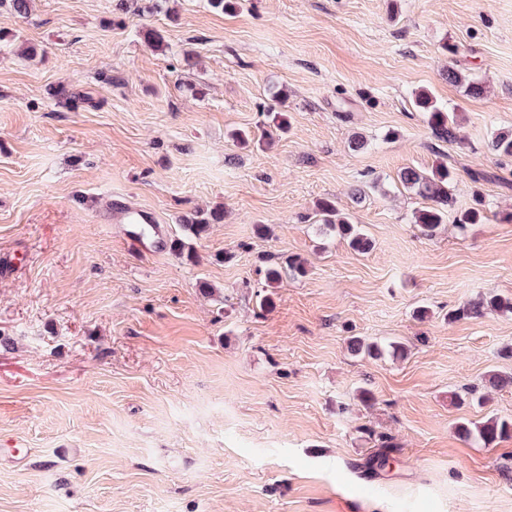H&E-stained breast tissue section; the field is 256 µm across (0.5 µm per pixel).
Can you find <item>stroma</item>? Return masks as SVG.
Returning a JSON list of instances; mask_svg holds the SVG:
<instances>
[{
  "label": "stroma",
  "instance_id": "1",
  "mask_svg": "<svg viewBox=\"0 0 512 512\" xmlns=\"http://www.w3.org/2000/svg\"><path fill=\"white\" fill-rule=\"evenodd\" d=\"M422 87L458 143L435 140ZM281 106L272 144L230 138ZM510 129L512 0H0V257L27 256L0 276V448L28 451L0 457V512H512V438L456 432L512 419V387L485 383L512 373V314L445 318L512 296V160L489 147ZM441 162L450 218L427 237L398 176ZM117 194L172 238L224 219L194 258L156 256L113 221ZM477 194L485 219L460 231ZM323 198L371 251L319 232ZM290 256L307 274L264 289ZM352 336L409 351L356 357ZM414 105L419 112H423L427 124L438 137L452 143L456 140L455 123L456 113L440 105L434 95L427 89L415 91ZM457 432L463 439L475 438L490 446L500 439L512 437V419L490 416L481 422L462 421L457 425Z\"/></svg>",
  "mask_w": 512,
  "mask_h": 512
}]
</instances>
